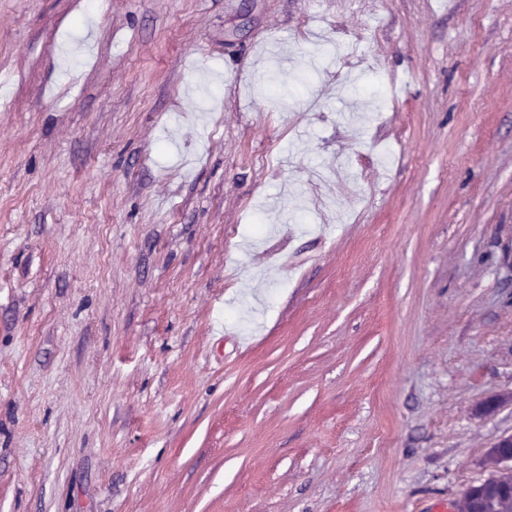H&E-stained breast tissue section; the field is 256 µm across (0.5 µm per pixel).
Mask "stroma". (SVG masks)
Returning a JSON list of instances; mask_svg holds the SVG:
<instances>
[{
	"label": "stroma",
	"mask_w": 512,
	"mask_h": 512,
	"mask_svg": "<svg viewBox=\"0 0 512 512\" xmlns=\"http://www.w3.org/2000/svg\"><path fill=\"white\" fill-rule=\"evenodd\" d=\"M0 83V512L494 474L512 0H0Z\"/></svg>",
	"instance_id": "1"
}]
</instances>
